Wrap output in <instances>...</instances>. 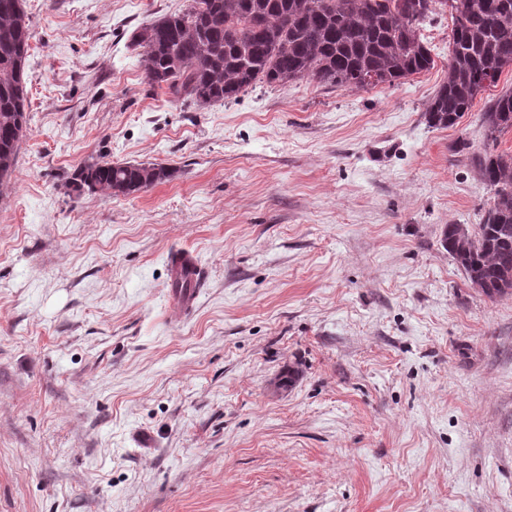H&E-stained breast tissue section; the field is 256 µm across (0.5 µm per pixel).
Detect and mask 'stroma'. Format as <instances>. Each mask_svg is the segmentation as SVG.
I'll list each match as a JSON object with an SVG mask.
<instances>
[{"label":"stroma","mask_w":512,"mask_h":512,"mask_svg":"<svg viewBox=\"0 0 512 512\" xmlns=\"http://www.w3.org/2000/svg\"><path fill=\"white\" fill-rule=\"evenodd\" d=\"M190 0H24L28 130L0 180V512H512V295L442 243L493 204L434 66L199 106L132 34ZM154 163L130 195L80 168ZM207 272L169 305L170 252Z\"/></svg>","instance_id":"stroma-1"}]
</instances>
